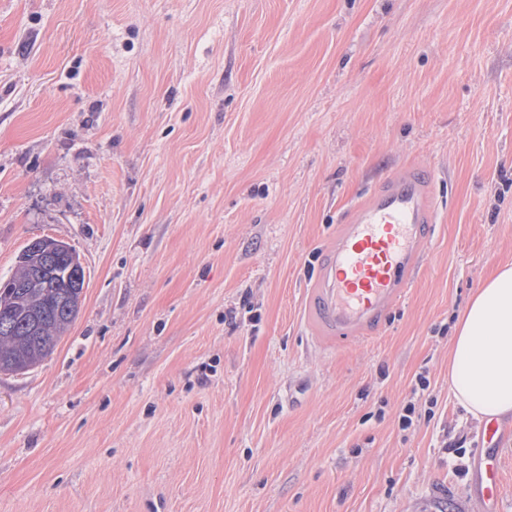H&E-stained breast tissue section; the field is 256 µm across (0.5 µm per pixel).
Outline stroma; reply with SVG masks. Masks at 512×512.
Instances as JSON below:
<instances>
[{"instance_id":"35a3bbf8","label":"stroma","mask_w":512,"mask_h":512,"mask_svg":"<svg viewBox=\"0 0 512 512\" xmlns=\"http://www.w3.org/2000/svg\"><path fill=\"white\" fill-rule=\"evenodd\" d=\"M410 165L422 264L330 343L323 255ZM41 238L86 292L0 373V512H484L448 354L512 263V0H7L0 278Z\"/></svg>"}]
</instances>
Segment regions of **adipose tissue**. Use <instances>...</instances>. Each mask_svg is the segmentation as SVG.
<instances>
[{
	"mask_svg": "<svg viewBox=\"0 0 512 512\" xmlns=\"http://www.w3.org/2000/svg\"><path fill=\"white\" fill-rule=\"evenodd\" d=\"M448 391L481 420L512 414V266L494 270L454 328Z\"/></svg>",
	"mask_w": 512,
	"mask_h": 512,
	"instance_id": "1",
	"label": "adipose tissue"
}]
</instances>
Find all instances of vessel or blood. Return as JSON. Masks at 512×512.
Instances as JSON below:
<instances>
[{"instance_id":"vessel-or-blood-1","label":"vessel or blood","mask_w":512,"mask_h":512,"mask_svg":"<svg viewBox=\"0 0 512 512\" xmlns=\"http://www.w3.org/2000/svg\"><path fill=\"white\" fill-rule=\"evenodd\" d=\"M432 214L422 184L406 175L355 206L332 246L316 308L339 340L361 335L377 325L410 287L426 245ZM488 452L476 460V490L486 508L501 492L502 474L496 445L500 426L483 429Z\"/></svg>"}]
</instances>
